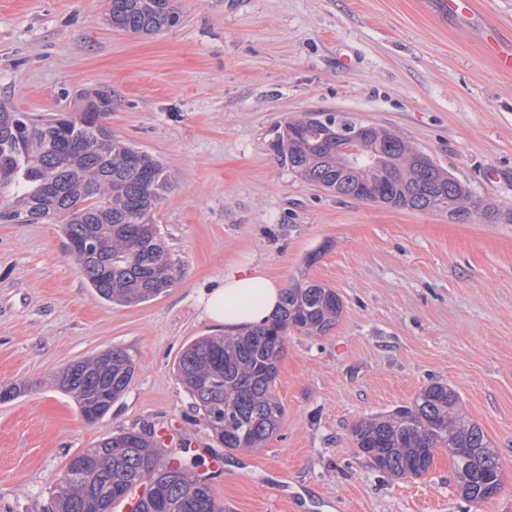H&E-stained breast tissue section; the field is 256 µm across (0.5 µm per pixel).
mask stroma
<instances>
[{
    "instance_id": "obj_1",
    "label": "stroma",
    "mask_w": 512,
    "mask_h": 512,
    "mask_svg": "<svg viewBox=\"0 0 512 512\" xmlns=\"http://www.w3.org/2000/svg\"><path fill=\"white\" fill-rule=\"evenodd\" d=\"M153 35L106 21L109 0H0V103L68 114L112 97L113 135L174 176L154 219L181 277L131 306L101 299L59 224H0V512H54L75 454L125 433L176 431L224 512H512V73L472 24L422 0H177ZM307 113L387 129L465 185L470 220L399 210L306 182L273 144ZM494 218H486V211ZM262 265L280 288L336 291L324 335L289 332L278 362L280 430L259 451L224 448L176 375L197 338L223 334L197 302L227 265ZM118 349L128 389L96 422L55 382ZM448 385L495 448L501 486L472 504L447 450L396 478L356 447L359 421ZM222 459L214 468V459Z\"/></svg>"
}]
</instances>
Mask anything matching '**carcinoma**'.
<instances>
[{"label":"carcinoma","mask_w":512,"mask_h":512,"mask_svg":"<svg viewBox=\"0 0 512 512\" xmlns=\"http://www.w3.org/2000/svg\"><path fill=\"white\" fill-rule=\"evenodd\" d=\"M108 18L114 27L147 35L177 24L180 14L175 0H111ZM110 111L112 99L100 91L80 93L67 119L39 122L0 105V191L10 194L0 204V223L55 222L64 225L70 243L90 240L89 251L71 248L89 285L105 301L138 305L181 276L154 222L172 182L161 161L112 135L103 124ZM355 125L346 117L307 114L285 125L274 148L292 172L340 196L470 218L462 183L433 161H420L421 150L387 130L368 131L376 157L362 154L349 166L336 163V149L361 150L350 137ZM341 312L333 289L296 283L285 289L280 314L269 326L203 336L185 349L177 363L179 381L208 426L224 425L219 441L225 448H260L279 430L283 410L274 390L288 331L321 335ZM101 369L103 391L85 388L86 379ZM133 375L129 358L112 349L68 366L59 386L76 396L91 423L109 411ZM352 437L377 470L399 476L427 473L434 450L461 449L453 465L461 495L471 503L488 500L500 474L480 425L462 414L455 391L438 382L424 387L411 406L356 424ZM84 458L56 478L57 512H97L98 498L111 509L140 483L148 493L139 512H224L197 461L171 467L137 433L105 439Z\"/></svg>","instance_id":"obj_1"}]
</instances>
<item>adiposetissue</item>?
I'll return each mask as SVG.
<instances>
[{"instance_id": "adipose-tissue-1", "label": "adipose tissue", "mask_w": 512, "mask_h": 512, "mask_svg": "<svg viewBox=\"0 0 512 512\" xmlns=\"http://www.w3.org/2000/svg\"><path fill=\"white\" fill-rule=\"evenodd\" d=\"M281 298L279 285L261 267L243 264L225 271L217 286L202 290L199 304L214 322L254 329L271 322Z\"/></svg>"}]
</instances>
